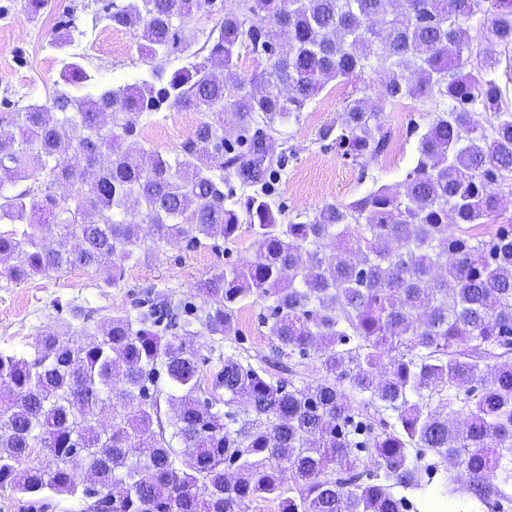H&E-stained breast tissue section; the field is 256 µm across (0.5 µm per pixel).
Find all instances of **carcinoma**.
I'll use <instances>...</instances> for the list:
<instances>
[{"label":"carcinoma","instance_id":"1","mask_svg":"<svg viewBox=\"0 0 512 512\" xmlns=\"http://www.w3.org/2000/svg\"><path fill=\"white\" fill-rule=\"evenodd\" d=\"M479 2L105 0L93 23L141 29L147 77L76 96L67 87L90 76L69 61L45 103L0 100V224L16 225L0 231L8 275L130 261L144 224L157 243L193 247L232 239L244 215L256 245L254 259L204 281L206 311L147 297L99 335L78 309L83 342L50 333L28 354L0 351V494L78 496L85 512H241L258 498L281 512H406L397 489L430 498L435 483L450 498L463 479L479 502L508 498L512 224L489 236L468 225L498 211L494 186L512 177V110L501 59L470 67L466 23ZM493 6L491 30L511 47L512 0ZM214 15L191 50L186 23ZM243 49L266 67L237 76ZM174 54L171 73L155 65ZM369 72L384 75L382 102L429 103L412 165L394 185L284 222L271 178L286 157L264 159L266 141L330 82ZM166 110L205 114L174 157L115 147ZM479 112L494 114L489 126ZM319 139L365 168L391 131L382 106L355 97ZM72 154L97 168L93 179ZM232 176L252 192H236ZM30 178L37 185L4 189ZM53 234L70 248H44ZM250 296L271 301L272 368L296 377L313 351L320 377L297 385L228 356L211 379L224 399L206 398L185 337L197 324L228 335ZM491 358L502 363L489 373ZM164 401L174 418H162ZM370 408L377 428L362 420ZM420 448L440 462L423 464Z\"/></svg>","mask_w":512,"mask_h":512}]
</instances>
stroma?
<instances>
[{"mask_svg":"<svg viewBox=\"0 0 512 512\" xmlns=\"http://www.w3.org/2000/svg\"><path fill=\"white\" fill-rule=\"evenodd\" d=\"M94 3L95 0H49L31 19L23 11L22 0H0V98L11 96L27 104H41L48 99L66 59L52 45L57 23L71 12L77 24L92 26ZM95 29L103 48L85 51L82 64L101 86L129 81L147 72L139 31L101 25ZM380 83V74L373 73L356 85L329 84L307 105L299 121L285 124L268 140L272 157L287 158L272 180L273 199L285 219L303 222L325 204L350 202L370 190L373 183L402 180L415 154L416 139L410 135L409 127L423 122L426 115L421 101L384 105L391 147L368 170L337 156L318 138L319 128L340 116L354 91L375 100ZM203 118V113L194 111L178 116L171 112L155 114L140 126L137 138L129 146L174 156L186 138L187 127L198 125ZM254 253L253 238L245 225L234 242L218 249L208 244L190 248L180 239L158 244L145 225L135 260L126 262L124 275L116 282L110 281L103 270L65 271L25 281L0 272V348L30 351L50 332L80 342L81 324L73 316L74 307L94 309L92 327L103 330L112 317L134 312L139 299L150 291L208 309L212 300L201 290V283L224 263L250 259ZM266 306L261 298L248 299L235 315V333L224 339H216L203 329L190 337V344L199 354L203 381H210L218 356L233 355L255 365L270 356L275 340L268 325L260 321ZM20 331L25 334L21 340L16 337ZM83 507L82 501L69 497L46 495L35 501L27 494L0 496V512H82Z\"/></svg>","mask_w":512,"mask_h":512,"instance_id":"1","label":"stroma"}]
</instances>
